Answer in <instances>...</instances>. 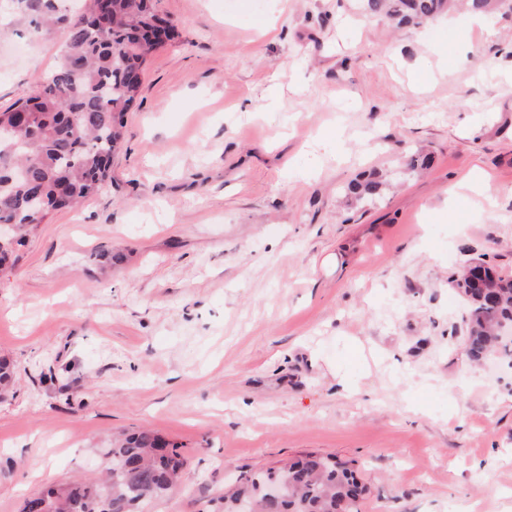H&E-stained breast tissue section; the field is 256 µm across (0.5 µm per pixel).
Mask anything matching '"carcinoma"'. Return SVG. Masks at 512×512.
<instances>
[{"instance_id": "cac0c4a2", "label": "carcinoma", "mask_w": 512, "mask_h": 512, "mask_svg": "<svg viewBox=\"0 0 512 512\" xmlns=\"http://www.w3.org/2000/svg\"><path fill=\"white\" fill-rule=\"evenodd\" d=\"M30 2L44 8L46 23L64 27L66 39L61 62L38 93L0 109V122L12 121L20 108L31 113L18 134L26 147L0 150V224L15 223L20 240L49 212L74 206L109 179L124 116L140 90L129 73L157 47V33L170 31L151 0H84L72 19L52 15V0ZM364 6L400 25H417L449 13L455 0H364ZM466 322L470 361L489 354L512 359V344L499 339L500 325H512V282L500 277L484 298L469 302ZM18 380L16 366L1 358L0 393ZM105 456L100 477L53 486L47 512H150L179 488L187 465L177 445L151 431L120 437ZM274 483L281 486L275 503L265 492ZM365 492L347 462L308 452L258 475L239 474L224 491L222 512H239L241 499L252 512H335L338 501L351 509Z\"/></svg>"}]
</instances>
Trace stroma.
Wrapping results in <instances>:
<instances>
[{
  "label": "stroma",
  "mask_w": 512,
  "mask_h": 512,
  "mask_svg": "<svg viewBox=\"0 0 512 512\" xmlns=\"http://www.w3.org/2000/svg\"><path fill=\"white\" fill-rule=\"evenodd\" d=\"M153 3L173 31L110 180L0 270V512L146 428L189 460L154 512H216L227 475L307 452L357 470V512H512V367L470 365L450 284L512 277V7L474 39L466 11ZM64 39L0 0L1 108ZM371 173L380 195L348 192Z\"/></svg>",
  "instance_id": "obj_1"
}]
</instances>
